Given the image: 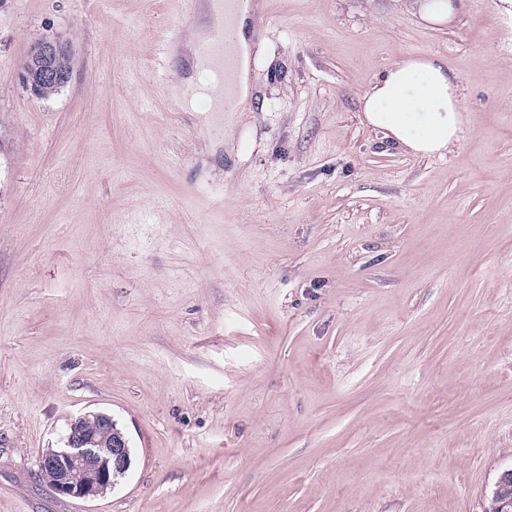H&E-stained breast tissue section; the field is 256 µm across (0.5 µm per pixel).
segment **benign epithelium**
<instances>
[{
    "label": "benign epithelium",
    "mask_w": 512,
    "mask_h": 512,
    "mask_svg": "<svg viewBox=\"0 0 512 512\" xmlns=\"http://www.w3.org/2000/svg\"><path fill=\"white\" fill-rule=\"evenodd\" d=\"M70 56L67 44L51 38L36 42L22 65L20 78L37 98L64 87L71 70L59 65ZM112 416L105 412H87L72 422L65 447L49 449L38 463L39 477L60 496L87 499L114 488L117 477L130 466L128 442L124 435H112ZM512 484V470L504 472L492 491L488 512H512V499L501 494Z\"/></svg>",
    "instance_id": "obj_1"
}]
</instances>
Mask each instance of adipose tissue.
<instances>
[{
    "label": "adipose tissue",
    "instance_id": "obj_1",
    "mask_svg": "<svg viewBox=\"0 0 512 512\" xmlns=\"http://www.w3.org/2000/svg\"><path fill=\"white\" fill-rule=\"evenodd\" d=\"M250 19L248 10L228 19L218 0L209 5L203 31H218L224 24H232L237 54L226 68L223 82L188 83L185 106H193L201 95L211 102L226 94L242 102L249 97ZM359 103L364 125L381 130L391 144L412 155L443 154L459 139L464 105L454 78L436 58L408 56L390 64L361 94Z\"/></svg>",
    "mask_w": 512,
    "mask_h": 512
}]
</instances>
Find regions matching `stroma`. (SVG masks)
Masks as SVG:
<instances>
[{"label": "stroma", "mask_w": 512, "mask_h": 512, "mask_svg": "<svg viewBox=\"0 0 512 512\" xmlns=\"http://www.w3.org/2000/svg\"><path fill=\"white\" fill-rule=\"evenodd\" d=\"M255 2L211 112L187 0H0V512H486L512 468V0ZM408 55L465 101L444 155L360 122ZM88 411L133 463L65 498L38 461ZM415 15L428 26L451 25L464 6V0H412ZM249 5L236 13L232 18V26L237 40V54L232 64H230L224 73V85H220L213 79L210 83H198L189 81L185 91L183 104L186 107L194 108L195 100L200 96H206L213 106L215 101L224 96V92L237 98L241 103L246 101L251 93L250 82V42L248 39V27L251 15L249 14ZM205 92H198V90ZM232 98L224 99V112H236L241 103ZM70 48L57 39L44 38L29 50L26 62L22 65L20 78L27 90L37 98L64 87L71 78L72 69L59 65V61L69 57Z\"/></svg>", "instance_id": "35a3bbf8"}]
</instances>
